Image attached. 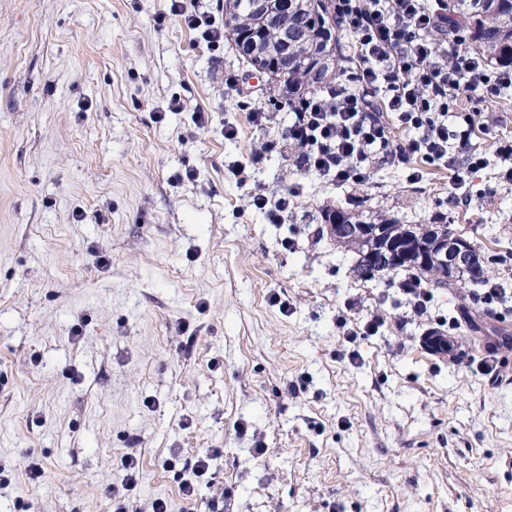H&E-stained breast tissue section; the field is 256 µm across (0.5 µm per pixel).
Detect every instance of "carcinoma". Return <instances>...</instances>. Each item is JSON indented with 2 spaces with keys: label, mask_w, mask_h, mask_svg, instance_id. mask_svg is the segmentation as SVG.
I'll use <instances>...</instances> for the list:
<instances>
[{
  "label": "carcinoma",
  "mask_w": 512,
  "mask_h": 512,
  "mask_svg": "<svg viewBox=\"0 0 512 512\" xmlns=\"http://www.w3.org/2000/svg\"><path fill=\"white\" fill-rule=\"evenodd\" d=\"M448 23L435 30L437 40H448L471 50L490 64L512 66V0H448ZM224 38L238 49L247 66L270 69L275 73L268 85V101L294 109L297 99L321 95L336 81L344 56L337 32L341 28L333 11V0H288V10L276 4L268 12L255 9V0H224ZM288 30V45L280 42V31ZM288 51V61L280 55ZM344 214L347 224H364L371 232L394 235L410 251L420 243L448 239L446 224H400L375 211L350 212L344 208H327L323 220L330 224L336 214ZM477 274L448 280V273L433 265H380L371 263L359 253L353 265L354 276L371 281L383 271H404L418 283L436 288H469L490 281V258L474 246Z\"/></svg>",
  "instance_id": "cac0c4a2"
}]
</instances>
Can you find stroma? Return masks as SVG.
Masks as SVG:
<instances>
[{
    "instance_id": "35a3bbf8",
    "label": "stroma",
    "mask_w": 512,
    "mask_h": 512,
    "mask_svg": "<svg viewBox=\"0 0 512 512\" xmlns=\"http://www.w3.org/2000/svg\"><path fill=\"white\" fill-rule=\"evenodd\" d=\"M170 6L0 0V512H112L129 454L130 512H183L207 448L196 512H512V90L449 113L487 160L462 188L419 156L336 185L295 168L294 113ZM287 192L284 223L252 204ZM361 202L480 245L501 298L434 288L418 312L404 272L354 278L322 211ZM221 458V450L218 448H208L203 454L199 455L195 462L189 468V476L183 478L179 491L184 501V509L187 512L193 511V504L197 496V484L200 479L217 463Z\"/></svg>"
}]
</instances>
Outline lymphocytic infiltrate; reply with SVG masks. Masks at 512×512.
Masks as SVG:
<instances>
[{
  "label": "lymphocytic infiltrate",
  "mask_w": 512,
  "mask_h": 512,
  "mask_svg": "<svg viewBox=\"0 0 512 512\" xmlns=\"http://www.w3.org/2000/svg\"><path fill=\"white\" fill-rule=\"evenodd\" d=\"M172 15L200 31L210 48L224 41V25L208 12L172 0ZM342 25L357 34L355 69L346 81L325 94L297 103L295 121L286 136L299 143V169L339 184L366 181L373 163H409L414 155L445 162L454 186H462L469 171L483 166L473 151L465 165L448 155L449 141L468 144L470 130L448 126V104L480 92L498 98L512 88V68L488 71L479 55L449 48L433 38L438 14L426 0H335ZM379 98L380 111L369 109ZM397 115L418 138L391 143L383 113Z\"/></svg>",
  "instance_id": "f902f5d3"
}]
</instances>
